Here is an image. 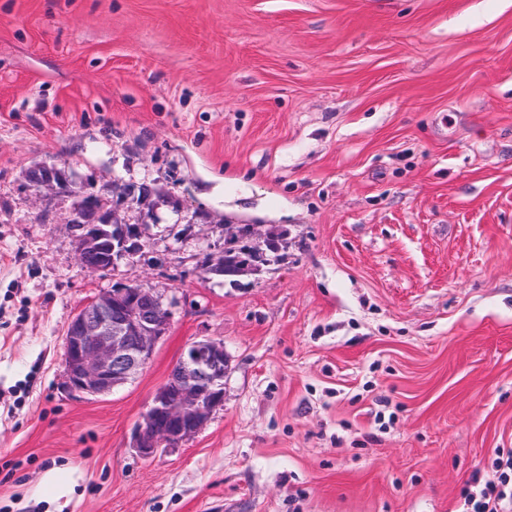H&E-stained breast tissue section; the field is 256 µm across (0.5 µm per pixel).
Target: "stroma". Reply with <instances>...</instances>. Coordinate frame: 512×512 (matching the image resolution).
<instances>
[{"instance_id":"1","label":"stroma","mask_w":512,"mask_h":512,"mask_svg":"<svg viewBox=\"0 0 512 512\" xmlns=\"http://www.w3.org/2000/svg\"><path fill=\"white\" fill-rule=\"evenodd\" d=\"M43 163L140 251L84 269ZM239 225L279 249L230 282L208 268ZM123 285L162 296L165 338L111 393L69 391L71 318ZM203 338L223 405L140 457ZM498 448L512 0H0V512H461Z\"/></svg>"}]
</instances>
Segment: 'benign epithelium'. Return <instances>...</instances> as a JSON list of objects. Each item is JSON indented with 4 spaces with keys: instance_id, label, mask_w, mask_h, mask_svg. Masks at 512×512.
<instances>
[{
    "instance_id": "obj_1",
    "label": "benign epithelium",
    "mask_w": 512,
    "mask_h": 512,
    "mask_svg": "<svg viewBox=\"0 0 512 512\" xmlns=\"http://www.w3.org/2000/svg\"><path fill=\"white\" fill-rule=\"evenodd\" d=\"M36 189L61 193L69 182L55 164L28 173ZM78 196L74 227L78 259L90 272L110 269L138 250L136 231L117 211L104 212L95 198ZM170 312L149 288L122 286L84 306L70 321L64 341V384L88 396H101L127 382L152 358L168 331ZM229 359L224 342H192L155 392L133 433L132 448L150 459L164 447H176L201 431L224 403V374Z\"/></svg>"
}]
</instances>
